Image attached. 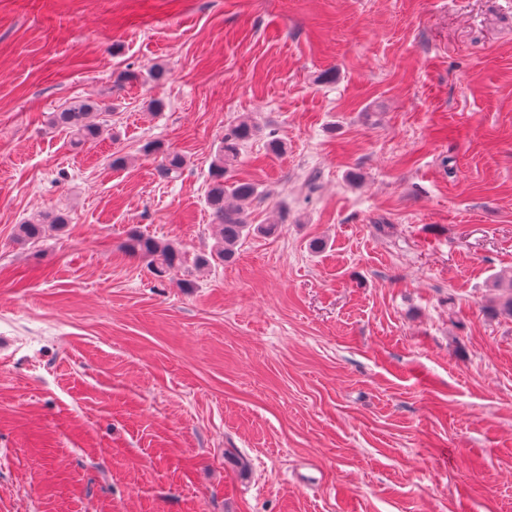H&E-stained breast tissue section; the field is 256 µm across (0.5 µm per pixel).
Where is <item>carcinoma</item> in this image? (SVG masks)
I'll return each instance as SVG.
<instances>
[{
  "instance_id": "obj_1",
  "label": "carcinoma",
  "mask_w": 512,
  "mask_h": 512,
  "mask_svg": "<svg viewBox=\"0 0 512 512\" xmlns=\"http://www.w3.org/2000/svg\"><path fill=\"white\" fill-rule=\"evenodd\" d=\"M98 110L99 106L94 100L78 99L63 111L53 113V122L68 130L76 143L96 139L105 131L104 125L90 121ZM253 130L254 125L241 122L226 130L221 139L212 164L211 181L206 195L207 205L220 226V234L210 252L195 257L194 264L199 270L234 261L236 247L244 238L254 234L271 235L276 230L274 224L254 225L248 222L244 205L257 197V186L251 182L232 180L227 175V163L238 156L240 146L252 136ZM145 151L161 155L159 170L164 178L176 180L181 176L186 165L184 156L164 150L156 144L148 145ZM45 224L62 228L67 220L60 213L47 214L36 222L18 225L16 235L20 239H34L40 235ZM126 249L134 256L148 259L154 273L159 277L167 275L182 263V251L174 242H160L132 233L126 242Z\"/></svg>"
}]
</instances>
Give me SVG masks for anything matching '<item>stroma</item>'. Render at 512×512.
Listing matches in <instances>:
<instances>
[{
  "label": "stroma",
  "mask_w": 512,
  "mask_h": 512,
  "mask_svg": "<svg viewBox=\"0 0 512 512\" xmlns=\"http://www.w3.org/2000/svg\"><path fill=\"white\" fill-rule=\"evenodd\" d=\"M509 272L512 0H0V512H512ZM99 110L98 104L90 98L73 101L62 112L53 113V122L68 130L75 143L96 139L103 135L104 125L91 122L89 119ZM254 125L248 122L227 129L221 139V145L215 155L211 181L207 190L206 202L216 223L220 226V234L212 249L195 257L197 269H209L215 264L233 262L236 258V247L246 237L254 234L271 235L277 224H249L247 214L242 205L252 202L258 195L257 186L251 182L231 180L227 175V163L236 158L240 146L248 140ZM232 197L241 206L226 207L224 200ZM145 151L150 153H158L161 154V162L159 164V170L161 175L168 180H176L178 179L183 169L186 165V160L184 156L181 154L169 151V150H163L160 146L156 144H149ZM43 224H53L58 228H63L67 224L66 218L63 214H46L42 220L36 222H26L25 224H18L16 235L19 239H34L37 238L42 230ZM127 251L134 256L148 259L154 273L165 276L182 263V251L174 242H160L141 234H130Z\"/></svg>",
  "instance_id": "obj_1"
}]
</instances>
